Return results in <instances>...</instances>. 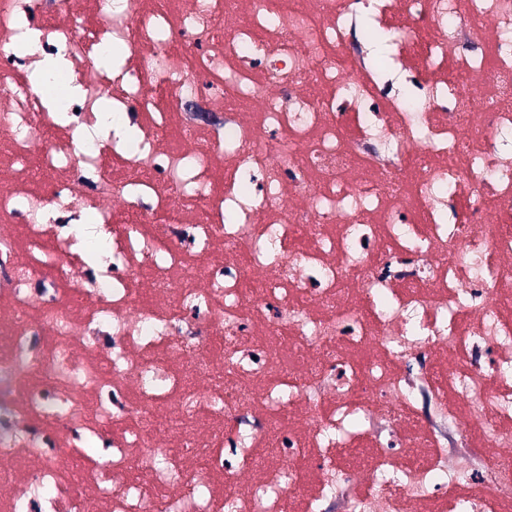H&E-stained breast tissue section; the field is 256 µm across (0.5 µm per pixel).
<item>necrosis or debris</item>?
Returning <instances> with one entry per match:
<instances>
[{
	"instance_id": "1",
	"label": "necrosis or debris",
	"mask_w": 512,
	"mask_h": 512,
	"mask_svg": "<svg viewBox=\"0 0 512 512\" xmlns=\"http://www.w3.org/2000/svg\"><path fill=\"white\" fill-rule=\"evenodd\" d=\"M86 12L0 0V512H512V0Z\"/></svg>"
}]
</instances>
